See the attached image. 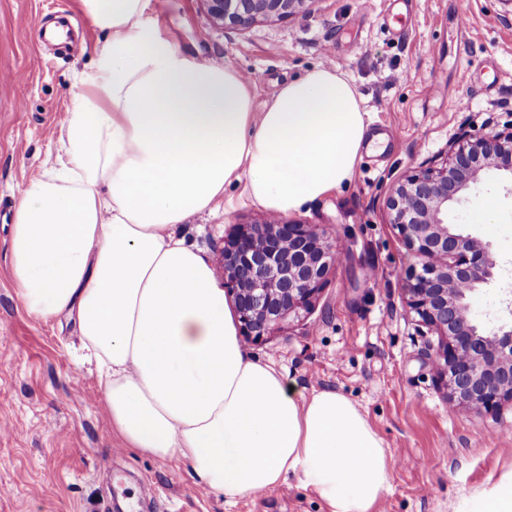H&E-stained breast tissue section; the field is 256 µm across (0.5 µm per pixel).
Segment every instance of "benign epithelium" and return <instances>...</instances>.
Returning <instances> with one entry per match:
<instances>
[{
  "instance_id": "7a95c632",
  "label": "benign epithelium",
  "mask_w": 512,
  "mask_h": 512,
  "mask_svg": "<svg viewBox=\"0 0 512 512\" xmlns=\"http://www.w3.org/2000/svg\"><path fill=\"white\" fill-rule=\"evenodd\" d=\"M201 2L213 24L243 29L260 18L307 13L316 0ZM489 172L512 180V123L501 132L461 130L441 165L418 167L386 200L389 223L421 261L403 291L421 325L439 336L433 357L448 405L478 413L512 402V323L488 332L472 317L469 299L494 278L497 255L448 223V206ZM340 258L338 241L318 225L271 215L261 224L235 225L214 255L240 333L254 341L309 313Z\"/></svg>"
}]
</instances>
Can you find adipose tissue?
Segmentation results:
<instances>
[{"instance_id": "ef3b65f1", "label": "adipose tissue", "mask_w": 512, "mask_h": 512, "mask_svg": "<svg viewBox=\"0 0 512 512\" xmlns=\"http://www.w3.org/2000/svg\"><path fill=\"white\" fill-rule=\"evenodd\" d=\"M109 32L76 95L58 164L13 207L10 275L28 314L75 318L121 447L187 461L232 500L300 477L330 512H371L383 442L344 394L289 392L242 346L209 262L178 232L241 192L275 214L350 183L369 121L319 65L263 111L240 70L178 49L151 0H82Z\"/></svg>"}]
</instances>
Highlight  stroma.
Wrapping results in <instances>:
<instances>
[{"instance_id":"stroma-1","label":"stroma","mask_w":512,"mask_h":512,"mask_svg":"<svg viewBox=\"0 0 512 512\" xmlns=\"http://www.w3.org/2000/svg\"><path fill=\"white\" fill-rule=\"evenodd\" d=\"M512 11L506 0H316L311 12L241 30L208 19L202 0H152L147 14L179 49L260 73L255 107L307 69L334 63L355 87L372 132L351 182L309 204L296 220L328 229L343 256L311 314L262 342L244 341L275 364L295 396L333 389L361 409L382 439L390 479L373 512H481L512 475V404L493 412L448 405L403 285L418 257L389 224L385 202L410 170L437 159L461 129L491 131L512 120ZM70 30L42 43L39 27ZM105 31L80 0H0V512H329L317 492L291 477L261 492L224 499L188 463L120 448L95 369L85 365L77 327L61 316L31 317L9 274L12 207L59 154V132ZM497 201L491 223L479 203ZM265 212L235 199L192 216L180 231L213 256L235 225ZM448 220L491 244L495 279L470 299L492 329L512 320V181L494 174L454 203ZM151 495L140 496L142 485Z\"/></svg>"}]
</instances>
